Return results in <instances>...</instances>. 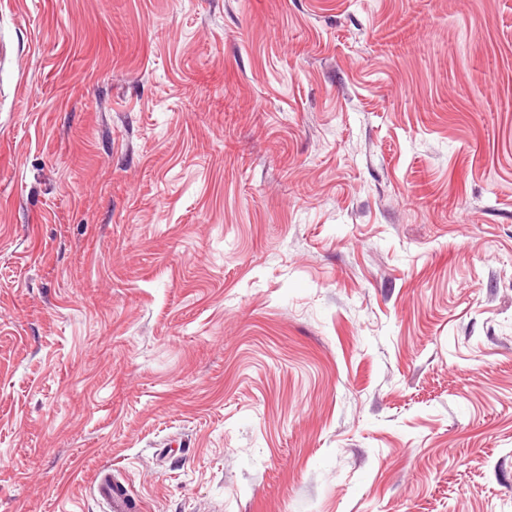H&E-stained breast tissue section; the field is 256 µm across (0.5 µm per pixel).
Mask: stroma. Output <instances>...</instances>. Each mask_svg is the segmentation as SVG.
<instances>
[{"label": "stroma", "instance_id": "obj_1", "mask_svg": "<svg viewBox=\"0 0 512 512\" xmlns=\"http://www.w3.org/2000/svg\"><path fill=\"white\" fill-rule=\"evenodd\" d=\"M512 512V0H0V512ZM97 490L111 512H136L138 510L137 503L136 508L131 507L129 500L125 496L116 495L105 480L98 483Z\"/></svg>", "mask_w": 512, "mask_h": 512}]
</instances>
